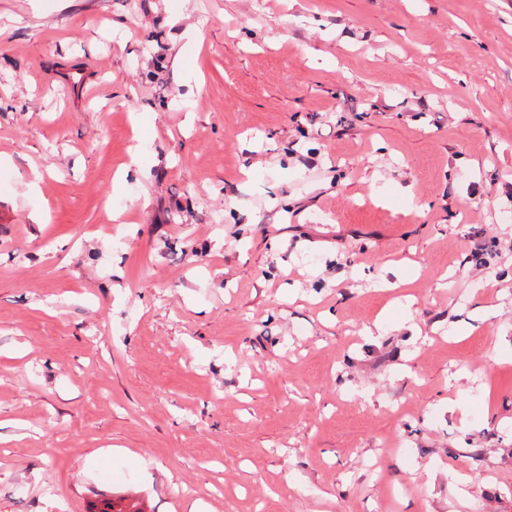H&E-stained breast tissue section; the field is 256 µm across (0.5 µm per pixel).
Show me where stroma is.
Instances as JSON below:
<instances>
[{
	"mask_svg": "<svg viewBox=\"0 0 512 512\" xmlns=\"http://www.w3.org/2000/svg\"><path fill=\"white\" fill-rule=\"evenodd\" d=\"M504 213L512 0H0V512H512Z\"/></svg>",
	"mask_w": 512,
	"mask_h": 512,
	"instance_id": "stroma-1",
	"label": "stroma"
}]
</instances>
